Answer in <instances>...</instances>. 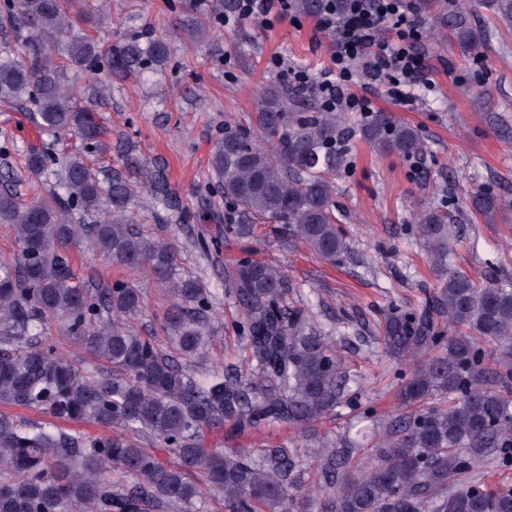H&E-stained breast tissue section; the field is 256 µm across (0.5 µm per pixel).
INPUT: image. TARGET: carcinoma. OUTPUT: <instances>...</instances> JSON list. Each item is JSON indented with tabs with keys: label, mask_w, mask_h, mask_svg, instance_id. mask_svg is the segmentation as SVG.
Segmentation results:
<instances>
[{
	"label": "carcinoma",
	"mask_w": 512,
	"mask_h": 512,
	"mask_svg": "<svg viewBox=\"0 0 512 512\" xmlns=\"http://www.w3.org/2000/svg\"><path fill=\"white\" fill-rule=\"evenodd\" d=\"M500 29L512 31V0H485ZM216 23L237 12V0H210ZM80 0H0V23L30 36L0 52V103L31 110L51 141L24 156L23 167L44 178V195L22 201L0 189V224L20 248L0 262V404L34 408L50 417L31 423L0 413V512H202L201 485L228 512H512V486L470 477L489 457L512 466V284L478 283L450 271L433 299L438 319L389 313L387 351L427 358L417 363L400 399L412 409L384 428L374 463L344 468L351 452L327 442L324 481L302 489L301 457L291 448H208L205 436L229 422L262 432L285 422L307 430L334 414L349 378L309 307L288 303L280 267L244 257L225 271L243 314L246 339L239 365L213 370L199 383L180 358H202L204 331L216 316L212 295L195 276L177 272L181 246L144 235L130 210L132 185L119 172L99 178L88 156L103 146L105 127L78 102L70 69L92 79L137 75L164 65L163 37L130 34L104 52L77 32ZM464 56L480 53L483 33L472 13L455 4L441 16ZM172 30L199 40L205 28L177 11ZM73 133L82 150L53 151ZM349 127L342 112H299L291 92H260L250 124L224 125L209 170L234 223L224 232L250 237L258 224H283L312 252L336 261L348 250L337 225L336 176L346 167ZM380 153L410 156L422 149L417 128L377 112L362 128ZM149 191L169 205L167 183ZM471 208L488 217L496 196L479 191ZM416 232L442 267L459 230L441 209L425 211ZM84 243L108 262L146 269L170 297L160 322L174 350L139 336V289L124 281H75L69 247ZM57 322L69 343L103 360L83 370L39 337ZM60 421L93 423L108 434L90 439ZM150 436L176 458L170 465L141 445Z\"/></svg>",
	"instance_id": "1"
}]
</instances>
